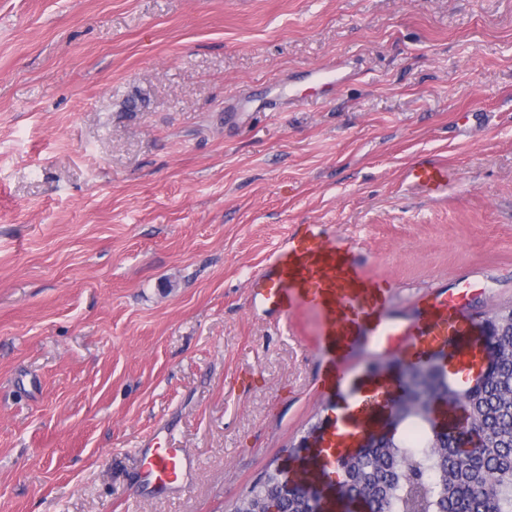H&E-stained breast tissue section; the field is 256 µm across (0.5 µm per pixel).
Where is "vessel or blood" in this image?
Returning <instances> with one entry per match:
<instances>
[{
	"label": "vessel or blood",
	"instance_id": "vessel-or-blood-1",
	"mask_svg": "<svg viewBox=\"0 0 512 512\" xmlns=\"http://www.w3.org/2000/svg\"><path fill=\"white\" fill-rule=\"evenodd\" d=\"M409 176L435 189L445 183L447 171L423 161L410 168ZM250 291L254 309L264 314L285 318L305 307L321 318L319 382L323 395L340 406L327 424L325 459L331 463L339 460V447L356 445L365 433L384 427L388 401L403 394L396 373L379 382L368 374L353 383L350 358L355 351L384 357L405 352L415 363L441 357L453 361L464 381L479 359L481 339L468 315L477 291L470 278L454 288L433 290L410 317L395 318L389 282L364 276L349 248L329 241L316 224L284 239L251 276ZM141 460L145 483L159 488L178 485L192 466L182 448H148Z\"/></svg>",
	"mask_w": 512,
	"mask_h": 512
}]
</instances>
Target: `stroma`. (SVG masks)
Returning a JSON list of instances; mask_svg holds the SVG:
<instances>
[{
    "instance_id": "1",
    "label": "stroma",
    "mask_w": 512,
    "mask_h": 512,
    "mask_svg": "<svg viewBox=\"0 0 512 512\" xmlns=\"http://www.w3.org/2000/svg\"><path fill=\"white\" fill-rule=\"evenodd\" d=\"M308 224L395 317L465 274L512 306V0H0V512H230L291 465L320 318L249 279ZM408 175L414 183L428 189H435L446 182L447 171L443 166L423 161L413 165ZM141 460L144 482L159 488L178 485L192 466L185 448H146Z\"/></svg>"
}]
</instances>
